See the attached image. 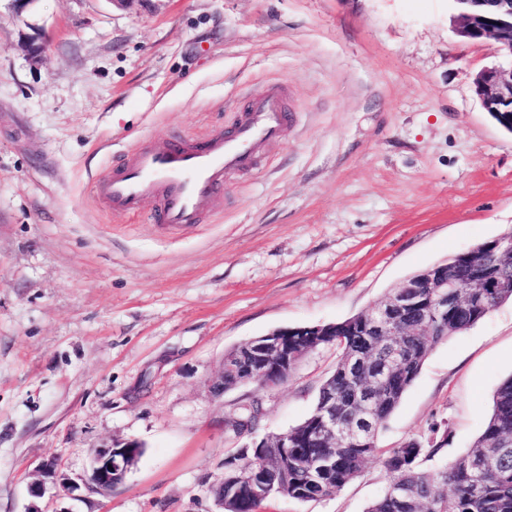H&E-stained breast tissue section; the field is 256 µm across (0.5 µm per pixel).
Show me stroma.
Returning a JSON list of instances; mask_svg holds the SVG:
<instances>
[{"mask_svg":"<svg viewBox=\"0 0 512 512\" xmlns=\"http://www.w3.org/2000/svg\"><path fill=\"white\" fill-rule=\"evenodd\" d=\"M452 16L450 0H0V512H26L52 457L80 485L70 512H214L206 489L242 444L225 421L257 398L259 433L287 430L336 363L322 348L283 385L215 400L227 350L354 316L512 230V133L474 91L500 57ZM276 83L291 123L205 223L165 232L154 201L102 206L112 160L222 130ZM510 376L512 300L432 350L381 448L442 423L431 463L450 462ZM126 438L144 452L102 496L89 458ZM386 484L372 463L261 512H366Z\"/></svg>","mask_w":512,"mask_h":512,"instance_id":"1","label":"stroma"}]
</instances>
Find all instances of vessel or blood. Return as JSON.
<instances>
[{
	"label": "vessel or blood",
	"instance_id": "obj_1",
	"mask_svg": "<svg viewBox=\"0 0 512 512\" xmlns=\"http://www.w3.org/2000/svg\"><path fill=\"white\" fill-rule=\"evenodd\" d=\"M283 95L270 87L248 96L227 131L136 149L98 182L100 200L123 215L153 199L151 221L169 231L201 223L221 203L225 179L254 169L264 148L282 136L289 119Z\"/></svg>",
	"mask_w": 512,
	"mask_h": 512
}]
</instances>
